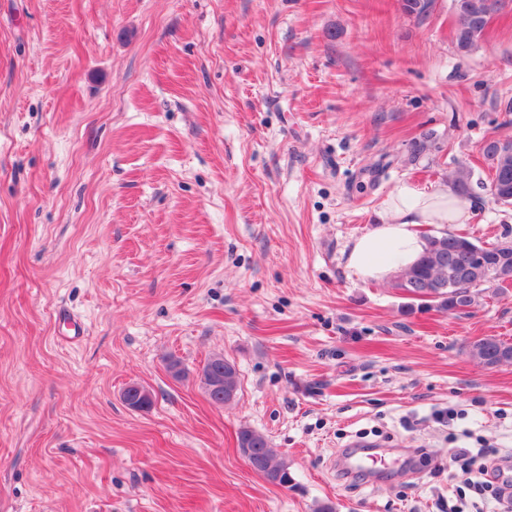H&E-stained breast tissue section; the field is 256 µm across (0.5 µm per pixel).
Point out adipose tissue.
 Returning a JSON list of instances; mask_svg holds the SVG:
<instances>
[{
  "label": "adipose tissue",
  "instance_id": "ef3b65f1",
  "mask_svg": "<svg viewBox=\"0 0 512 512\" xmlns=\"http://www.w3.org/2000/svg\"><path fill=\"white\" fill-rule=\"evenodd\" d=\"M381 222L351 245L346 265L364 279L383 280L415 262L425 248L416 227L466 224L471 210L446 189L425 191L403 182L383 202Z\"/></svg>",
  "mask_w": 512,
  "mask_h": 512
}]
</instances>
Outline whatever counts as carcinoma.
<instances>
[{"instance_id": "1", "label": "carcinoma", "mask_w": 512, "mask_h": 512, "mask_svg": "<svg viewBox=\"0 0 512 512\" xmlns=\"http://www.w3.org/2000/svg\"><path fill=\"white\" fill-rule=\"evenodd\" d=\"M409 16L426 17L434 0H400ZM512 4V0H453L456 15L454 42L461 54L469 53L484 35L494 15ZM433 133L422 134L410 144V155L416 159L432 147ZM483 156L489 162L492 178L490 192L501 205H512V138L488 139ZM472 170L459 165L451 184L459 197L472 194ZM426 247L420 258L391 278V288L421 305L443 313L464 311L477 305L482 294H493L512 285V240L486 247L452 232L427 234ZM468 354L484 368L512 364V343L487 336L470 344ZM203 371L220 378L221 387L209 392L216 403L233 400L239 389L235 366L222 355L210 358ZM238 447L248 464L269 481L286 486L292 482L288 463L270 447L263 434L243 427L239 430Z\"/></svg>"}]
</instances>
